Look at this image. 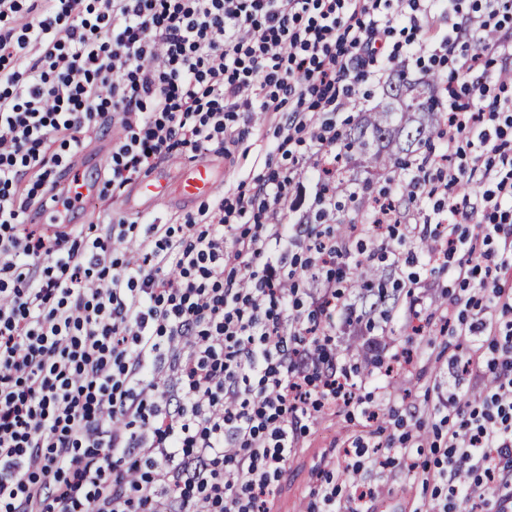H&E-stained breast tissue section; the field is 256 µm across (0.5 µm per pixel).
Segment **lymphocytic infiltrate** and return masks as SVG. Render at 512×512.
Instances as JSON below:
<instances>
[{
    "label": "lymphocytic infiltrate",
    "instance_id": "obj_1",
    "mask_svg": "<svg viewBox=\"0 0 512 512\" xmlns=\"http://www.w3.org/2000/svg\"><path fill=\"white\" fill-rule=\"evenodd\" d=\"M435 9L447 31L417 43ZM510 19L512 0H0V512H271L308 424L337 409L376 421L365 387L382 362L352 377L331 333L357 311L336 293L349 253L325 230L323 183L294 224L289 172L181 224L84 226L58 170L105 114L121 130L106 196L173 151L238 142L256 111L284 115L283 155L324 157L355 86L407 46L440 68L501 59L499 91L448 89L447 151L423 161L438 178H412L432 203L423 223L377 201L353 233L382 250L429 242V272L456 285L449 324L493 337V390L439 399L446 451L421 479L448 490L432 512L488 494L512 512V324L497 318L512 310ZM471 161L478 201L449 199ZM48 208L57 223L29 231ZM478 251L502 282L479 279ZM382 493L328 480L309 512H372Z\"/></svg>",
    "mask_w": 512,
    "mask_h": 512
}]
</instances>
